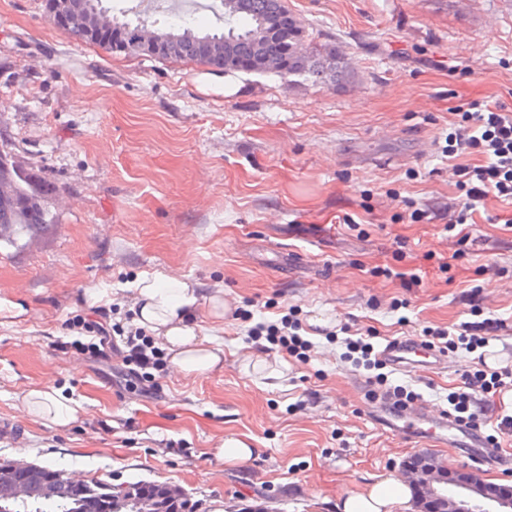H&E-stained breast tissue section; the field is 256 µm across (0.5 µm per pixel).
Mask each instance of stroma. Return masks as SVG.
<instances>
[{
  "label": "stroma",
  "mask_w": 512,
  "mask_h": 512,
  "mask_svg": "<svg viewBox=\"0 0 512 512\" xmlns=\"http://www.w3.org/2000/svg\"><path fill=\"white\" fill-rule=\"evenodd\" d=\"M288 4L310 48L335 49L349 75L314 86L111 52L72 40L43 0H0V150L54 216L38 237L0 246V297L23 309L0 324V461L176 485L197 512H341L420 452L512 483L450 444L372 424L366 373L344 344L351 333L422 342L478 314L512 326V206L487 197L464 231L447 230L461 195L453 167L480 158L442 157L452 107H512V0ZM402 272L419 283L404 287ZM146 275L196 289L191 320L222 343L221 367L173 366L146 390L117 360L70 348L101 314L133 327ZM291 312L310 359L248 341L251 326ZM473 369L461 349L441 372L387 376L436 410ZM32 390L77 402L76 419L27 415ZM229 437L253 458L216 462Z\"/></svg>",
  "instance_id": "35a3bbf8"
}]
</instances>
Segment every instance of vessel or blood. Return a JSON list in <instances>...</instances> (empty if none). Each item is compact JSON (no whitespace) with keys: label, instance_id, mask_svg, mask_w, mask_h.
<instances>
[{"label":"vessel or blood","instance_id":"vessel-or-blood-1","mask_svg":"<svg viewBox=\"0 0 512 512\" xmlns=\"http://www.w3.org/2000/svg\"><path fill=\"white\" fill-rule=\"evenodd\" d=\"M379 357L387 365L408 372L416 369L432 372L446 361L445 354L424 348L416 340L399 337L388 339ZM375 403L381 410V427L402 437L410 440L433 437L443 442L451 438L462 453L478 459H490L498 453L478 430L463 426L448 410L431 415L421 407L396 405L387 397L376 398Z\"/></svg>","mask_w":512,"mask_h":512}]
</instances>
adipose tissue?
Returning a JSON list of instances; mask_svg holds the SVG:
<instances>
[{
  "instance_id": "adipose-tissue-1",
  "label": "adipose tissue",
  "mask_w": 512,
  "mask_h": 512,
  "mask_svg": "<svg viewBox=\"0 0 512 512\" xmlns=\"http://www.w3.org/2000/svg\"><path fill=\"white\" fill-rule=\"evenodd\" d=\"M135 288L141 304L138 324L158 332L172 354V361L186 374L206 373L222 363L221 346L204 344L187 315L197 300L194 288L177 278L144 277ZM27 414L43 421L65 425L75 420L77 409L70 400L49 393L32 391L23 398ZM410 497L405 483L394 478H381L367 483L348 495L343 512H403Z\"/></svg>"
}]
</instances>
